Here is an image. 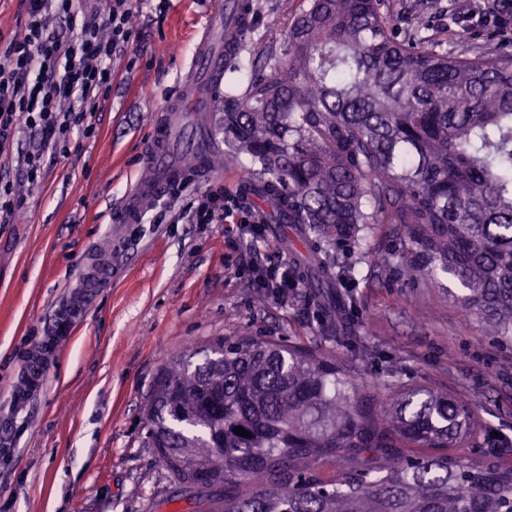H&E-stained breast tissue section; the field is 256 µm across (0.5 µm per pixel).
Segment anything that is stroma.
I'll use <instances>...</instances> for the list:
<instances>
[{
  "instance_id": "1",
  "label": "stroma",
  "mask_w": 512,
  "mask_h": 512,
  "mask_svg": "<svg viewBox=\"0 0 512 512\" xmlns=\"http://www.w3.org/2000/svg\"><path fill=\"white\" fill-rule=\"evenodd\" d=\"M253 27L243 37L213 111L204 113L223 174L188 173L133 224L112 221L131 185L148 174L144 152L156 113L185 74L197 31L212 0H165L162 13L139 20L137 63H116L115 77L91 137L73 134L50 150L38 183L16 162L23 206L0 223V512H199L179 497L146 439L144 404L173 353L218 336L248 334L307 344L359 360L364 378L382 384L396 364L405 384H424L478 398L475 450L512 456V343H494L484 325L449 302L428 278L404 275L399 225H372L352 248L347 286L357 304L346 315L343 343L320 335L327 316L305 288L279 296L262 290L261 272L289 259V225L258 221L259 236L239 225L195 224L190 207L209 189L244 196L242 156L227 153L225 93H241L269 52L280 50L304 0H253ZM483 0H390L391 21L448 39V50L508 44L512 31L471 24ZM108 269L92 290L72 334L55 327L86 270ZM47 346L48 384L17 410L10 388L31 351Z\"/></svg>"
}]
</instances>
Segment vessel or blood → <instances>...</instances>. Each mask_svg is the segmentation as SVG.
Returning a JSON list of instances; mask_svg holds the SVG:
<instances>
[{
    "instance_id": "obj_1",
    "label": "vessel or blood",
    "mask_w": 512,
    "mask_h": 512,
    "mask_svg": "<svg viewBox=\"0 0 512 512\" xmlns=\"http://www.w3.org/2000/svg\"><path fill=\"white\" fill-rule=\"evenodd\" d=\"M250 0H214L209 22L196 40L191 64L177 90L165 101L153 121L149 146L144 156L150 171L123 198L117 219L133 222L142 209L163 196L167 187L181 181L187 167L200 174L213 173L218 156L207 136L187 120L189 112L210 108L213 91L224 81V70L237 51V38L250 26ZM47 381L44 366L31 363L26 377L11 398L24 408Z\"/></svg>"
}]
</instances>
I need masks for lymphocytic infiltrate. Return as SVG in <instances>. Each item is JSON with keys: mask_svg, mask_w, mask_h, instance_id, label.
I'll list each match as a JSON object with an SVG mask.
<instances>
[{"mask_svg": "<svg viewBox=\"0 0 512 512\" xmlns=\"http://www.w3.org/2000/svg\"><path fill=\"white\" fill-rule=\"evenodd\" d=\"M145 2L96 0L87 10L76 0H24L22 31L0 45V160L17 161L28 182L40 180L46 151L66 144L74 129L92 133L112 67L131 50L134 17ZM53 16L65 20L67 31L50 27ZM23 132L29 135L24 149ZM246 210L220 187L201 197L192 219L211 224Z\"/></svg>", "mask_w": 512, "mask_h": 512, "instance_id": "f902f5d3", "label": "lymphocytic infiltrate"}]
</instances>
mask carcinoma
I'll list each match as a JSON object with an SVG mask.
<instances>
[{
	"mask_svg": "<svg viewBox=\"0 0 512 512\" xmlns=\"http://www.w3.org/2000/svg\"><path fill=\"white\" fill-rule=\"evenodd\" d=\"M241 95L224 143L253 196L313 244L310 299L341 341L336 247L399 224L411 277L512 342V59L396 35L385 0H308ZM148 444L180 496L219 512H512V462L466 452L475 403L419 384L383 400L344 356L253 336L169 359ZM241 427L249 436H241Z\"/></svg>",
	"mask_w": 512,
	"mask_h": 512,
	"instance_id": "1",
	"label": "carcinoma"
}]
</instances>
